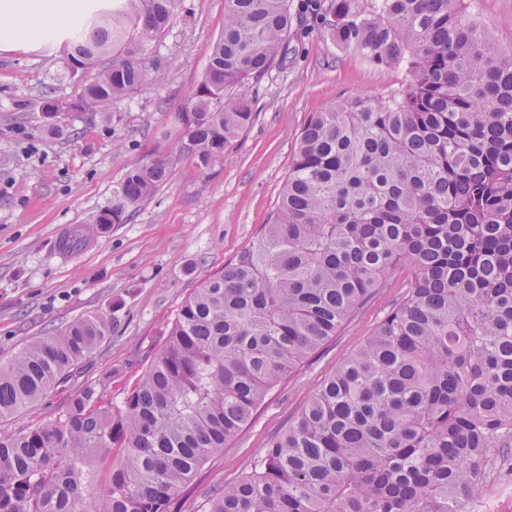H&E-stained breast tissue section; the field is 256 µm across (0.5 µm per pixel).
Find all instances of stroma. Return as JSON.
Returning a JSON list of instances; mask_svg holds the SVG:
<instances>
[{"label": "stroma", "instance_id": "obj_1", "mask_svg": "<svg viewBox=\"0 0 512 512\" xmlns=\"http://www.w3.org/2000/svg\"><path fill=\"white\" fill-rule=\"evenodd\" d=\"M302 2L289 0L287 66L252 83L253 123L226 144L222 162L205 170L180 152L173 118L204 78L224 30L225 0H180L138 90L106 118L58 113L59 136L45 133L36 102L46 93L61 102L76 98L95 71L72 74L45 33L0 37V361L89 313L109 309L115 318L111 336L78 372L6 421V429L54 419L86 386L107 384L115 397L134 383L182 302L267 222L309 114L342 98L402 92L404 67L378 66L338 47ZM155 152L173 158L168 181L130 209L127 223L81 250H60V237L91 225L114 203L127 170ZM400 294L397 287L380 292L272 390L206 464L202 487L234 482L260 460L270 435L299 413ZM468 512H512V471L494 470Z\"/></svg>", "mask_w": 512, "mask_h": 512}]
</instances>
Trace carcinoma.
<instances>
[{
  "instance_id": "obj_1",
  "label": "carcinoma",
  "mask_w": 512,
  "mask_h": 512,
  "mask_svg": "<svg viewBox=\"0 0 512 512\" xmlns=\"http://www.w3.org/2000/svg\"><path fill=\"white\" fill-rule=\"evenodd\" d=\"M486 0H309L340 47L404 65L392 101L310 113L278 205L205 277L120 401L88 386L59 415L0 429V512H184L209 459L267 395L377 294L400 299L206 512H467L512 462V42ZM178 0H96L64 35L104 69L39 111L107 112L134 94ZM288 0H227L204 79L174 117L206 169L252 124L250 83L288 62ZM132 166L74 251L165 183ZM94 312L0 361V423L40 401L109 335Z\"/></svg>"
}]
</instances>
